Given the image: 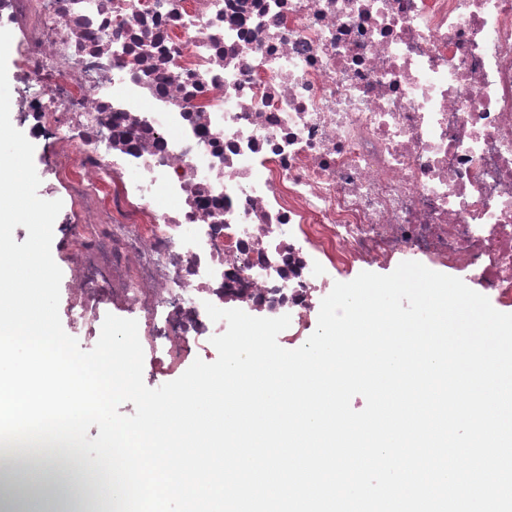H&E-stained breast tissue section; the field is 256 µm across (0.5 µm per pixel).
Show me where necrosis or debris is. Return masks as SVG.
Masks as SVG:
<instances>
[{"label":"necrosis or debris","instance_id":"4bbe7bcc","mask_svg":"<svg viewBox=\"0 0 512 512\" xmlns=\"http://www.w3.org/2000/svg\"><path fill=\"white\" fill-rule=\"evenodd\" d=\"M19 117L119 303L180 359L204 308L290 315L316 270L427 259L512 308V0H0Z\"/></svg>","mask_w":512,"mask_h":512}]
</instances>
